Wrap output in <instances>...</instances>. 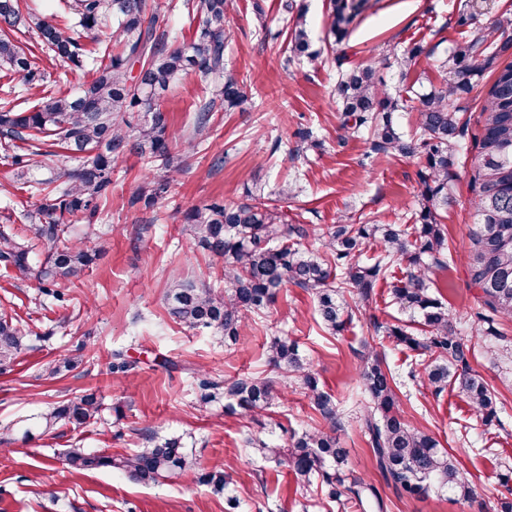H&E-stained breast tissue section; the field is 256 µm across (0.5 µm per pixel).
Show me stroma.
Here are the masks:
<instances>
[{"label": "stroma", "instance_id": "obj_1", "mask_svg": "<svg viewBox=\"0 0 512 512\" xmlns=\"http://www.w3.org/2000/svg\"><path fill=\"white\" fill-rule=\"evenodd\" d=\"M304 10L311 47L323 60L290 63L285 53V3ZM156 31L168 40L188 42L195 28L185 21V0H155ZM224 64L244 81L247 99L233 110L216 106L203 144L189 154L172 192L153 207L102 208L96 228L102 252L80 280L60 283L62 300L40 292L34 280L15 279L0 267V306L15 313L27 337L13 366L0 373V429L19 425L51 404L96 392L102 402L97 423L80 429L57 426L29 442H0V512H225L224 495L212 486L169 478L145 486L116 470L77 472L66 466L72 448L126 454L142 447L152 433L183 436L205 470H225L243 504V512H355L329 501L319 485L297 487L292 474L245 448L249 433L266 427L284 436L323 426L324 421L295 390L284 406L254 420L250 414H224L223 402H200L196 372L250 376L266 373V348L272 337L295 340L300 354L318 372L327 392L340 404L338 432L349 450L350 468L369 475L385 502V512H492L500 498L512 499V352L484 342L470 365L493 387L499 419L477 422L467 403L452 389L434 392L423 375L409 377L413 352L376 333L379 324L400 313L391 286L400 278L392 269L379 280L372 298L354 313L352 323L333 336L319 324L314 297L291 286L278 303L250 316L237 343L224 344L206 330L173 319L166 301L173 279L216 282L222 264L191 244L181 212L215 201L238 203L247 192L276 198L281 185L296 181V195L279 199L295 224L319 227L337 216L376 219L382 224L413 225L420 157L394 158L370 152L364 137L344 136L337 110L338 71L369 65L389 86H414L417 77L439 82V59L468 40L470 25L460 18L477 13L481 23L506 19L512 0H367L349 34L335 43L328 33L329 0H232ZM46 69L43 85L10 81L0 66V103L29 105L43 90L70 91L84 74L53 59L35 32L21 36ZM419 48L411 77L401 82L393 62L404 50ZM212 79L192 73L174 85L162 101L168 135L184 141L193 132L195 109L211 97ZM20 140L0 137V226L24 236L26 191L17 189L12 157ZM470 172L459 168L454 201L443 211L448 245L460 257L469 247L472 223ZM434 293L448 307L462 335L472 336L481 293L469 285L463 262L435 270ZM385 355L405 377L402 408L418 427L434 434L457 458L473 482L477 499L455 495L398 497L374 465L359 422L362 394L356 367L365 345ZM124 351L135 366L128 377L112 371L113 351ZM72 358L73 368L51 377L47 362Z\"/></svg>", "mask_w": 512, "mask_h": 512}]
</instances>
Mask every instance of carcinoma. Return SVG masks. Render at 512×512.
<instances>
[{
    "instance_id": "cac0c4a2",
    "label": "carcinoma",
    "mask_w": 512,
    "mask_h": 512,
    "mask_svg": "<svg viewBox=\"0 0 512 512\" xmlns=\"http://www.w3.org/2000/svg\"><path fill=\"white\" fill-rule=\"evenodd\" d=\"M75 25L98 30L108 25L107 39L87 50L68 24L48 18L29 21L20 0H0V62L25 84L43 81L10 32L35 26L40 42L53 57L77 70L89 69L93 79L70 94H47L29 108L0 106V135L28 143L27 152L14 156L17 178L27 192L39 197L25 214L27 240L19 242L0 231V263L22 278L34 277L46 295L59 296L54 287L80 279L95 259L100 236L95 221L100 208L112 201V175L124 149L132 150L164 176L144 175L130 205H154L167 196L179 173L176 149L187 153L198 147L190 138L176 146L167 134L168 116L158 104L161 96L182 76L197 72L204 77H224L217 98L199 104L195 134L210 120L216 100L232 109L246 99L245 84L225 73L229 0H199L187 13L197 23L189 43L173 45L156 34L155 0H61ZM329 33L342 42L364 0H331ZM472 25L470 39L440 62L438 85L416 95L415 129L403 134L394 113L402 109L386 85L375 79L369 66L341 73L336 94L343 112L342 128L350 134H367L371 151L392 156L423 155L419 173L420 204L413 231L399 224H356L342 216L335 224L308 228L291 224L288 216L263 196L247 192L250 201L238 204L213 202L188 208L183 223L190 226L194 244L222 259L224 287L177 281L168 292L169 314L185 326L208 329L235 342L251 313L274 305L289 285L315 297L322 326L332 335L352 322L357 304L370 300L377 282L394 265L402 277L392 288V298L410 323L384 326L385 336L421 357L429 385L440 393L450 386L468 403L476 420L488 425L498 419L497 397L469 362L475 344L457 333L448 308L430 291L432 267L449 266L453 260L440 212L452 202L451 185L457 177L460 151L467 139L474 141L471 158L470 200L473 228L471 245L463 259L470 285L482 292L488 313H476L483 324L482 337L502 339L498 320L512 321V61L497 68L502 58H512V35L503 22L477 23L474 14L464 18ZM420 49L415 47L396 59L398 77L405 80ZM321 54L311 50L304 12L289 21L286 61ZM139 69L141 76L133 75ZM493 70V80L479 112L481 127L469 133V122L454 102L473 87L474 80ZM78 161L74 167L65 163ZM315 234L323 253L301 248L300 240ZM383 250L367 256L372 242ZM44 255L32 264L31 254ZM425 327L419 336L412 324ZM24 336L13 317L0 314V371L8 370L21 353ZM270 375L203 378L201 401L224 399V415L249 412L259 417L288 401V385L299 388L326 423L323 428L291 434L288 442L274 445L257 433L247 439L249 449L278 466L289 468L298 486L321 481L327 497L345 500L362 512H384L374 484L348 469L346 449L337 431L341 417L335 398L324 390L318 372L303 359L296 342L273 337L267 346ZM357 375L366 396L361 428L371 447L375 467L398 496L433 492L452 493L472 500L475 490L462 475L457 459L430 433L404 415L397 377L377 350L367 345L360 354ZM100 404L93 393L57 405L39 416L42 432L64 422L87 427L95 422ZM78 471L115 469L148 485L167 477H183L224 491L230 512H240L241 502L231 489L232 477L223 471L202 473L185 450L180 436L151 437L143 448L116 457L106 451L74 449L65 456Z\"/></svg>"
}]
</instances>
